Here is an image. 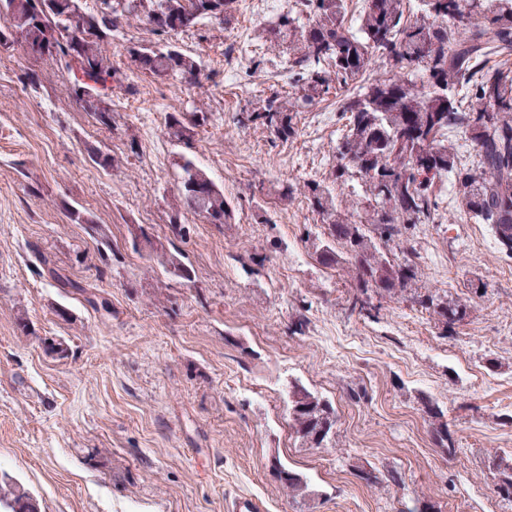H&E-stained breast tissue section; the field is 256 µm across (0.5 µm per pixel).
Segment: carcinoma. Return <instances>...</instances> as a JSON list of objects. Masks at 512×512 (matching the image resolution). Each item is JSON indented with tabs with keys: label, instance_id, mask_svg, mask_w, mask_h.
Segmentation results:
<instances>
[{
	"label": "carcinoma",
	"instance_id": "obj_1",
	"mask_svg": "<svg viewBox=\"0 0 512 512\" xmlns=\"http://www.w3.org/2000/svg\"><path fill=\"white\" fill-rule=\"evenodd\" d=\"M237 0H0V39L13 37L11 50L35 60L47 58L72 77L68 92L98 123L112 122V91L134 92L130 75L115 66L103 43L131 19L142 22L152 39L126 49L131 65L155 79L202 88L201 62L173 43L174 35L221 24ZM362 0L356 24L347 22V0H293L275 26L282 37L283 62L303 103L364 81L373 57H383L408 79L378 78L349 98V114L332 183L343 186L358 175L368 194L353 220L336 204L333 188L322 181L303 185L304 197L321 216L317 257L352 272L349 309L370 316L374 296L397 299L418 279L420 263L404 246L419 224H430L444 204L440 185L451 179L460 207L478 224L491 226L499 250L512 258V0ZM307 19L301 24V19ZM288 100L273 93L246 113L242 124L263 126L281 139L295 129ZM168 134L180 138L184 114L171 113ZM464 132L475 150L468 165L445 145L448 133ZM178 194L183 210L208 224H229L234 210L224 190L190 159L180 165ZM73 224H86L101 249L110 248L105 228L86 209L70 206ZM144 240L158 264L192 281L194 271L167 255L163 244ZM49 276L103 308L95 292L48 269ZM418 303L444 320L448 332L467 315L466 305L441 303L433 294ZM294 433L310 448H323L336 425L328 400L294 387L289 393ZM436 439L456 451L441 410L426 404ZM493 489L512 503V459L493 461ZM277 473L291 497L305 494L302 475L281 466ZM0 512H41L37 498L21 482L0 478Z\"/></svg>",
	"mask_w": 512,
	"mask_h": 512
}]
</instances>
